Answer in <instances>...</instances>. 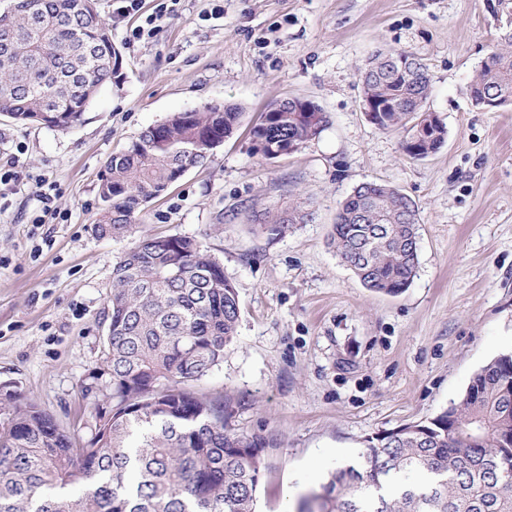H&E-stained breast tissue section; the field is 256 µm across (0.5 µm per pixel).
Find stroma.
I'll return each mask as SVG.
<instances>
[{"label":"stroma","instance_id":"stroma-1","mask_svg":"<svg viewBox=\"0 0 512 512\" xmlns=\"http://www.w3.org/2000/svg\"><path fill=\"white\" fill-rule=\"evenodd\" d=\"M119 0H97L123 57L86 121L61 131L0 117V152L25 179L0 200V384L87 443L110 375L103 362L112 268L132 238L99 237L105 161L147 127L208 103L237 105V131L136 216L140 231L195 238L238 290L224 360L195 381L227 426L267 440L258 512L354 462L369 438L425 422L512 353V104L475 106L471 81L499 32L486 0H176L155 35ZM379 49L427 65L444 145L408 158L399 132L370 124L358 74ZM319 105L328 124L301 151L265 160L251 128L277 99ZM43 179L44 197L31 191ZM366 181L419 208L409 288L371 292L330 245L338 204ZM301 219L269 235V215Z\"/></svg>","mask_w":512,"mask_h":512}]
</instances>
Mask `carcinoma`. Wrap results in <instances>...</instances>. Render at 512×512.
Here are the masks:
<instances>
[{
    "label": "carcinoma",
    "mask_w": 512,
    "mask_h": 512,
    "mask_svg": "<svg viewBox=\"0 0 512 512\" xmlns=\"http://www.w3.org/2000/svg\"><path fill=\"white\" fill-rule=\"evenodd\" d=\"M496 47L481 61L472 99L512 104V0H486ZM109 28L96 0H9L0 10V116L68 130L84 121L112 69ZM410 57V74L393 61ZM362 100L386 105L377 128L404 131L402 148L422 160L445 142L413 141L432 78L405 50H377L360 71ZM311 111H303L304 107ZM233 105L176 112L106 160L94 230L136 233L141 207L206 163L238 127ZM328 124L311 101L270 103L251 134L255 152H297ZM418 207L395 187L357 185L339 203L331 243L368 290L397 295L419 266L407 219ZM239 295L197 239L141 235L112 269L105 362L111 410L83 446L36 404L0 400V512H256L263 438L227 429L224 400L191 384L224 360L237 337ZM512 355L476 372L462 398L427 423L369 440L360 461L332 471L297 512H512Z\"/></svg>",
    "instance_id": "obj_1"
}]
</instances>
